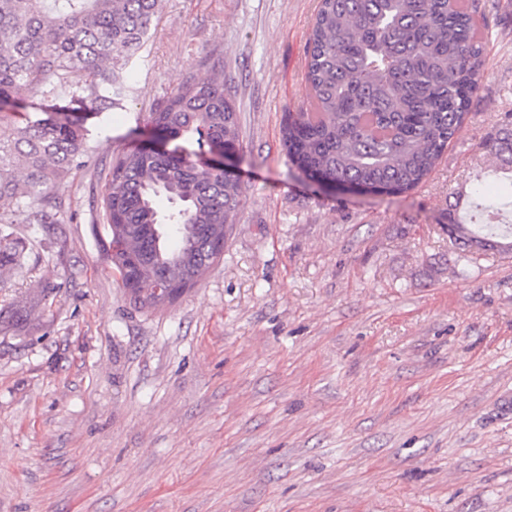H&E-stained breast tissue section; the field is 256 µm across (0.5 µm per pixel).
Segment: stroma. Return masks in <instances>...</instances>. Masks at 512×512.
<instances>
[{
	"instance_id": "1",
	"label": "stroma",
	"mask_w": 512,
	"mask_h": 512,
	"mask_svg": "<svg viewBox=\"0 0 512 512\" xmlns=\"http://www.w3.org/2000/svg\"><path fill=\"white\" fill-rule=\"evenodd\" d=\"M317 5L165 0L131 93L84 124L61 237L15 225L0 316L54 290L0 333V512H512V253L467 261L448 236L486 223L483 199L512 224V172L482 146L512 122V0H479L463 127L390 195L312 179L283 147ZM216 57L243 206L200 284L140 312L107 259L109 163Z\"/></svg>"
}]
</instances>
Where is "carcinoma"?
I'll return each instance as SVG.
<instances>
[{"label":"carcinoma","instance_id":"1","mask_svg":"<svg viewBox=\"0 0 512 512\" xmlns=\"http://www.w3.org/2000/svg\"><path fill=\"white\" fill-rule=\"evenodd\" d=\"M163 0H0V284L22 267L12 224L63 223L62 181L90 151L81 116L121 104L123 69L160 18ZM477 0H320L308 40L309 109L283 126L288 156L312 178L378 194L414 189L459 133L484 74ZM27 87L35 111L15 120ZM148 122L209 151L239 146L224 61L187 81ZM497 168L512 171V129L488 134ZM22 166L20 181L14 169ZM243 205L227 167L135 145L109 166L103 219L112 272L134 308L154 312L198 285L223 256L219 238ZM463 244L512 248V226L450 224Z\"/></svg>","mask_w":512,"mask_h":512}]
</instances>
